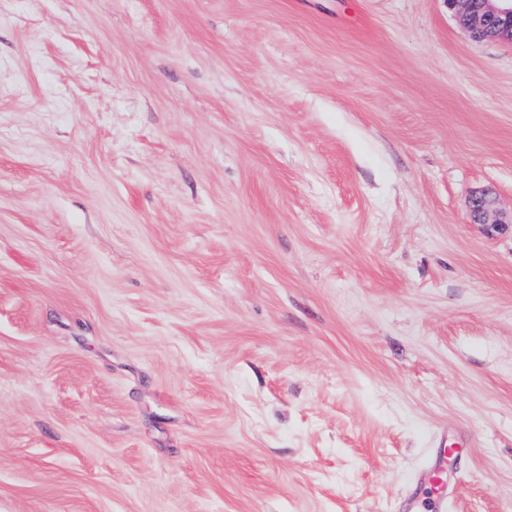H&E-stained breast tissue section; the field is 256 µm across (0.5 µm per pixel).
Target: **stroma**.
<instances>
[{
	"label": "stroma",
	"mask_w": 512,
	"mask_h": 512,
	"mask_svg": "<svg viewBox=\"0 0 512 512\" xmlns=\"http://www.w3.org/2000/svg\"><path fill=\"white\" fill-rule=\"evenodd\" d=\"M512 44L446 0H0V512H512ZM469 210L475 224H483L491 228L512 224V211L506 219L499 209L497 196L487 189L475 191L471 195ZM448 460V448H438L437 462L424 469L419 475V487L425 498L412 500L410 512H445L448 509V484L446 483L445 461Z\"/></svg>",
	"instance_id": "obj_1"
}]
</instances>
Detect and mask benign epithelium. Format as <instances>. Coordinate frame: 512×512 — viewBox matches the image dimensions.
<instances>
[{
	"label": "benign epithelium",
	"instance_id": "7a95c632",
	"mask_svg": "<svg viewBox=\"0 0 512 512\" xmlns=\"http://www.w3.org/2000/svg\"><path fill=\"white\" fill-rule=\"evenodd\" d=\"M448 8L457 14L461 25L472 37L512 43V0H448ZM469 210L476 224L491 228L512 224V215L503 216L497 196L487 189L471 195Z\"/></svg>",
	"mask_w": 512,
	"mask_h": 512
}]
</instances>
